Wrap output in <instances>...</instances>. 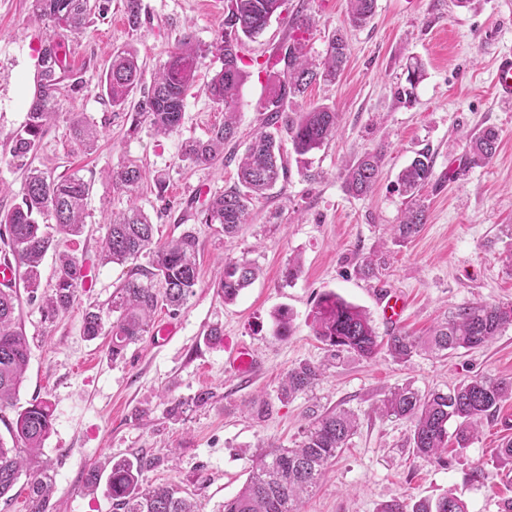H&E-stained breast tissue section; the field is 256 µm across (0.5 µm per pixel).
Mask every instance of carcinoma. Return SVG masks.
I'll return each mask as SVG.
<instances>
[{
    "label": "carcinoma",
    "instance_id": "1",
    "mask_svg": "<svg viewBox=\"0 0 512 512\" xmlns=\"http://www.w3.org/2000/svg\"><path fill=\"white\" fill-rule=\"evenodd\" d=\"M112 0H31L32 16L51 27L39 53L34 76V93L26 112L23 128L12 134L11 156L16 166L25 170L21 201L0 213V236L9 241L15 266L29 297L36 298L40 286V265L46 253L55 248L54 234L78 236L84 228V201L91 183L73 174L55 179L31 167L30 156L55 115V95L68 80L73 92L83 89L66 65L67 36L85 32L95 16L108 13ZM284 0H229L224 11V32L215 49L222 68L207 85L211 99L224 106V123L214 127L205 141L185 143L183 158L196 167L210 166L224 154V145L237 134L239 92L244 74L239 54L241 37L260 34L271 18L282 13ZM376 0H348V24L361 28L375 13ZM291 33L277 49L284 68L264 107L265 130L259 132L245 149L238 166V184L210 198L203 223L221 225L224 236L233 238L247 223L249 204L286 178L287 166L280 145L268 127L282 126L288 133L297 162L308 164L305 156L321 148L336 134L337 112L319 104L301 112L284 110L288 99L301 96L313 83L336 80L348 53V44L340 33L328 38L322 65L308 57L302 33L310 27V18L300 9L288 21ZM206 50L184 36L169 59L151 76V83L139 101L136 114L144 116L154 131L169 135L179 129L184 114L186 93L194 83L199 59ZM144 74L137 56L130 50L115 51L109 63L103 88L114 105H122L142 85ZM72 138L87 150L93 149L98 137L96 126L83 117L71 126ZM498 134L487 127L467 140L466 160L473 166L487 164L496 154ZM381 150L363 153L345 169L344 187L355 197L368 195L382 172ZM433 175V158L419 151L398 175V189L408 198L401 223L392 225L399 240L416 236L426 223L424 206L416 202L419 191ZM146 172L130 163L112 173V182L132 194ZM54 219L55 233L41 229L38 217ZM154 224L132 205L112 218L102 247L103 259L123 264L143 251L155 248L153 270L133 272L113 296L109 312L115 315L105 324L101 312L87 310L83 333L95 339L109 329L112 357H118L147 329L158 303L177 311L186 303L198 281L196 264L197 238L184 232L162 243L154 241ZM77 260L65 253L57 254L56 284L41 297V310L47 317L66 311L78 288L75 271ZM254 262L246 259L224 262V275L218 288L224 301H234L258 275ZM19 304L15 291L0 290V408L13 405L29 360L26 337L15 316ZM512 326L511 304H464L438 325L422 341L407 333L396 332L386 341L379 340L370 317L363 309L334 293L323 295L313 309L314 336L334 359L341 352L371 359L380 349L400 362L408 361L421 349L438 352L470 351L479 348ZM323 362H302L288 370L280 386V399L289 400L311 390L324 375ZM512 398V379L474 377L443 392L420 393L409 385L396 387L381 400V411L388 416L405 418L411 423L410 443L423 459L445 463L448 453V424L454 430L459 452H464L478 433V424L493 415L500 405ZM13 446L0 438V499L8 502L10 492L21 476L27 477V512H48L53 474L39 461L40 450L51 430V409L47 402L36 401L6 424ZM356 430L355 414L339 409L314 417L294 448L270 445L256 454L251 472L238 493L224 501L223 512H299L302 495L315 488L322 469L335 459ZM154 460L146 457L120 459L110 466L106 479L112 508L116 512H200V505L177 495L169 486L143 487L141 477ZM378 512H467L465 501L453 493L435 504L419 502L408 507L392 500Z\"/></svg>",
    "mask_w": 512,
    "mask_h": 512
}]
</instances>
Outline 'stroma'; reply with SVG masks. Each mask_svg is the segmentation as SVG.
<instances>
[{"mask_svg":"<svg viewBox=\"0 0 512 512\" xmlns=\"http://www.w3.org/2000/svg\"><path fill=\"white\" fill-rule=\"evenodd\" d=\"M299 6L312 19L305 38L315 60L323 59L328 36L338 30L347 37L349 55L336 82L312 85L286 110L326 104L339 115L338 132L309 154L319 173L312 181L297 164L286 130H279L288 178L252 200L249 222L232 240L220 225L203 223L200 211L210 196L237 185L235 158L207 168L182 159L186 141L207 139L224 121L223 106L205 88L222 67L211 46L227 0H141L136 28L126 20L123 0H112L105 17L68 40L70 68L84 88L76 94L61 86L58 115L32 165L55 178L74 173L90 182L84 231L59 237L56 252L75 256L95 280L52 320L44 318L39 302L21 296L16 315L30 359L15 406L0 410L3 436L18 409L35 400L51 402L52 429L43 447L55 473L51 512H112L105 491L88 494L83 476L105 457L138 455L155 461L143 472V485L173 487L196 499L202 512H222L247 479L258 445L294 446L314 416L335 408L353 412L357 430L305 495L301 512H376L393 498L433 501L451 492L469 512H499L500 502L512 498V463L492 461L495 448L512 439V399L484 420L464 455L449 453L444 466L417 457L410 423L378 409L390 389L406 384L426 392L475 376L512 378V328L484 347L451 356L422 351L401 363L384 351L370 360L346 354L312 391L285 402L278 398L289 368L325 357L310 317L323 294L364 309L383 339L396 330L429 335L465 303H512V269L503 262L512 248L503 233L512 224V102H500L492 90L498 53L512 52V0H473L465 7L455 0H376L374 16L358 29L347 25L346 0H288V9ZM29 7V0H0L1 211L21 200L24 172L12 161L7 137L24 122L34 92L31 53L46 34L43 24L30 20ZM287 28L286 17L276 16L261 34L242 41L247 66L239 134L229 147L235 157L262 128L264 104L281 69L275 51ZM186 34L210 51L198 64L181 127L159 136L148 122H134L132 107L112 105L102 83L114 51H135L151 71ZM416 61L424 77L410 101L397 99L406 66ZM76 113L101 132L92 150L71 136ZM485 127L499 133L497 153L486 165L470 166L466 138ZM376 148L385 153L378 184L366 197L349 195L344 166ZM424 149L434 158V175L420 192L427 222L400 242L389 230L406 207L397 177ZM131 161L147 173L133 196L110 179L112 170ZM132 205L150 217L158 241L195 234L198 283L178 313L161 305L153 316L176 325L170 340L157 343L148 332L115 358L109 336H84L83 317L92 306L108 310L131 267H152L150 249L131 266L101 258L113 214ZM56 252L47 253L41 266L40 293L55 284ZM372 255L386 257L387 266L378 277H359L355 265ZM241 258L255 261L260 274L228 303L217 285L225 260ZM296 258L301 269L292 277L288 264ZM386 288L408 300L397 327L379 303ZM284 307L293 316V333L278 337L274 316ZM231 344L251 349L253 372L238 375L227 365Z\"/></svg>","mask_w":512,"mask_h":512,"instance_id":"obj_1","label":"stroma"}]
</instances>
